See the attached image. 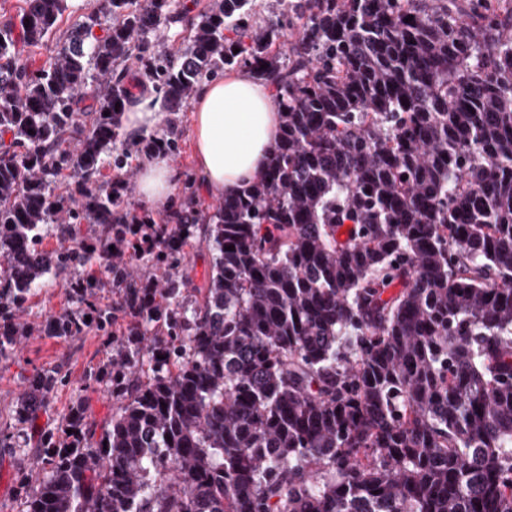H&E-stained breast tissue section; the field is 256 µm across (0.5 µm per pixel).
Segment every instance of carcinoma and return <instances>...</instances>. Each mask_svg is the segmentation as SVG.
<instances>
[{
    "instance_id": "obj_1",
    "label": "carcinoma",
    "mask_w": 512,
    "mask_h": 512,
    "mask_svg": "<svg viewBox=\"0 0 512 512\" xmlns=\"http://www.w3.org/2000/svg\"><path fill=\"white\" fill-rule=\"evenodd\" d=\"M67 9L24 0L0 28V356L31 290L94 259L116 303L77 276L76 309L42 332L107 334L121 312L133 340L107 370L112 415L75 407L41 440L26 512H512V8L279 0L273 20L212 0L172 56L148 38L187 4L99 0L55 56L21 62ZM235 65L274 89L280 136L205 220L193 286L191 180L164 239L136 249L139 213L97 175L132 89L182 112ZM170 128L141 150L175 153ZM52 218L71 244L45 252ZM60 382L27 378L16 421ZM201 226L196 227V237L191 239V244L187 247L189 253L188 263L192 268V275L196 283L201 284L207 276L212 263V252L205 246L199 244L203 235L200 229Z\"/></svg>"
}]
</instances>
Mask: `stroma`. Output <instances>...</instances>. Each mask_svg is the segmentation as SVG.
<instances>
[{
  "mask_svg": "<svg viewBox=\"0 0 512 512\" xmlns=\"http://www.w3.org/2000/svg\"><path fill=\"white\" fill-rule=\"evenodd\" d=\"M114 150L127 154L128 164L121 170L103 166L100 181L122 178L128 201L138 211L147 210L134 193V180L147 160L146 155L123 138L117 141ZM150 213L160 220L166 211L161 208ZM72 277L69 270L45 277L43 287L33 291L19 313L21 321L34 325V332L18 337L10 353L0 357V427H12L14 434L11 447L0 450V512H25L27 493L43 477L36 460L40 438L57 425L61 415L80 401L87 402L95 421H102L112 412L109 382L103 380L94 385L86 382L89 372L107 368L112 356L111 340L92 330L67 338L47 336L37 330L49 316L74 309L68 288ZM58 365L68 373L67 383L51 391L45 407L34 414L32 422L14 425L13 415L24 391L25 378Z\"/></svg>",
  "mask_w": 512,
  "mask_h": 512,
  "instance_id": "obj_1",
  "label": "stroma"
}]
</instances>
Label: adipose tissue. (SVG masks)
<instances>
[{"label":"adipose tissue","instance_id":"1","mask_svg":"<svg viewBox=\"0 0 512 512\" xmlns=\"http://www.w3.org/2000/svg\"><path fill=\"white\" fill-rule=\"evenodd\" d=\"M193 148L201 183L216 196L233 195L266 169L279 137L280 114L269 88L249 74L225 73L203 85L193 102ZM151 93L131 98L123 116L126 139L137 141L163 122ZM176 186L168 160L156 156L142 165L134 184L145 205H166Z\"/></svg>","mask_w":512,"mask_h":512}]
</instances>
